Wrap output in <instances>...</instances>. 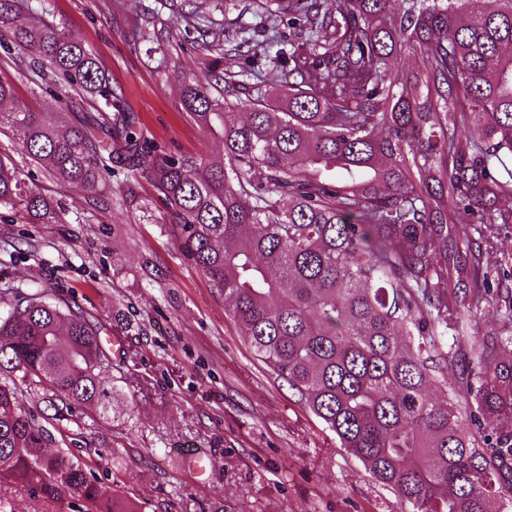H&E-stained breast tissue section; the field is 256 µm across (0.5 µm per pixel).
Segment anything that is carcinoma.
<instances>
[{
  "mask_svg": "<svg viewBox=\"0 0 512 512\" xmlns=\"http://www.w3.org/2000/svg\"><path fill=\"white\" fill-rule=\"evenodd\" d=\"M0 0V48L32 55L58 112L0 110V130L62 185L95 192L124 170L120 209L150 183L184 256L224 297L254 355L396 497L404 512H501L512 499V336L475 340L471 367L441 404L431 393L454 352L448 324L492 282L473 233L512 224V0H256L302 22L285 92L267 95L222 72L185 78L183 106L224 141L217 158L148 142L98 57L29 6ZM185 21L212 23L198 0ZM28 10L25 25L17 13ZM475 14L480 22L471 23ZM137 37L164 44L175 26L139 14ZM421 57L413 71L395 61ZM94 112L65 120L78 101ZM0 207L32 222L50 202L0 157ZM101 329L48 289L0 290V483L72 493L84 512H141L66 448L81 409L112 417ZM43 408L23 407V393ZM60 438H55V435ZM56 442L47 461L43 448Z\"/></svg>",
  "mask_w": 512,
  "mask_h": 512,
  "instance_id": "cac0c4a2",
  "label": "carcinoma"
}]
</instances>
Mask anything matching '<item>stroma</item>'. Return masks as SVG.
<instances>
[{
  "label": "stroma",
  "mask_w": 512,
  "mask_h": 512,
  "mask_svg": "<svg viewBox=\"0 0 512 512\" xmlns=\"http://www.w3.org/2000/svg\"><path fill=\"white\" fill-rule=\"evenodd\" d=\"M182 2L140 0L141 8L176 26L178 60L168 69L157 68L158 49L137 38L125 0L44 5L98 56L150 141L178 155L216 156L224 144L187 117L182 88L188 73L218 71L222 63L203 48L209 33L181 21ZM206 8L215 23L236 20L244 81L278 92L261 79L270 60L253 58L248 47L274 36L287 48L293 35L287 18L264 16L244 0H208ZM0 79L34 111L58 110L52 97L34 91L40 73L31 55L0 52ZM0 154L62 217L58 224H30L18 211L0 209V288L55 290L105 333L121 332L127 341L120 412L90 424L68 449L104 487L120 482L142 512H211L218 505L225 512H402L394 495L254 356L169 226L111 206L123 191L121 177L93 195L60 185L5 132ZM190 453L211 457L212 468L198 473L186 459ZM79 507L69 494L52 502L34 489L0 487V512Z\"/></svg>",
  "instance_id": "stroma-1"
}]
</instances>
